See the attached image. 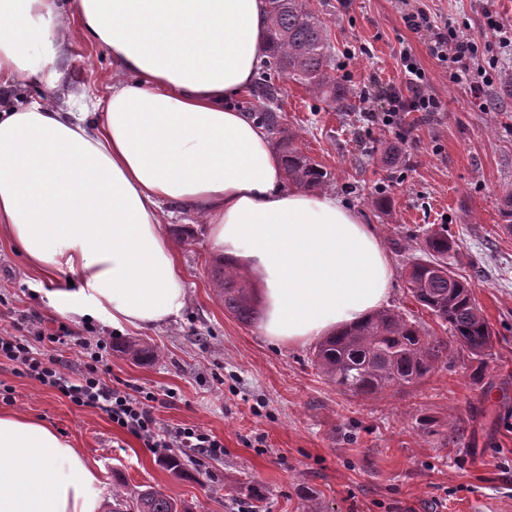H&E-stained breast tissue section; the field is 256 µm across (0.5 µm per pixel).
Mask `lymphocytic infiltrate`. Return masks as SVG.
<instances>
[{"label":"lymphocytic infiltrate","instance_id":"1","mask_svg":"<svg viewBox=\"0 0 512 512\" xmlns=\"http://www.w3.org/2000/svg\"><path fill=\"white\" fill-rule=\"evenodd\" d=\"M407 26L423 35L429 54L444 65H453L463 74L474 96H482L489 84L485 70H471L470 64L478 54L475 38L461 37L449 27H440L431 22L420 9L405 13ZM404 80L400 87L392 89L387 110L377 113L382 125L389 126L402 112H431L437 101L431 93L424 71L418 66L410 51L400 53ZM72 336L66 324L50 326L40 317H32L19 324L17 332L0 333V362L33 377L42 385L57 389L78 406L100 409L120 429L135 435L147 448H196L210 456L223 454L224 444L212 436L191 427L168 428L157 421L149 405V397L133 396L113 387L104 377L101 367L105 340L96 329L77 338L80 354L87 364L77 379H70L54 363L45 360L38 350L39 342L57 343Z\"/></svg>","mask_w":512,"mask_h":512}]
</instances>
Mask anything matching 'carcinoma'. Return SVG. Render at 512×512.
Returning a JSON list of instances; mask_svg holds the SVG:
<instances>
[{"label": "carcinoma", "mask_w": 512, "mask_h": 512, "mask_svg": "<svg viewBox=\"0 0 512 512\" xmlns=\"http://www.w3.org/2000/svg\"><path fill=\"white\" fill-rule=\"evenodd\" d=\"M267 55L251 95V113L275 139L287 179L309 191H322L332 173L293 146L294 136L282 122L277 77L298 81L328 98L341 112L351 109V94L331 71L329 38L322 19L305 0H268ZM452 243L448 230L430 229L415 249L406 273V288L414 301L443 325L469 354L481 356L493 342V331L476 304L472 286L448 267ZM217 295L224 310L243 323L261 318L250 275L233 258L220 256L213 265ZM118 349L135 360L153 352L133 341ZM448 340L430 335L417 321L391 309L373 312L362 320L326 336L314 352L313 364L344 392L371 397L391 386L414 384L445 365ZM135 512H187L178 501L149 487L141 491Z\"/></svg>", "instance_id": "carcinoma-1"}]
</instances>
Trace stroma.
I'll return each instance as SVG.
<instances>
[{"instance_id":"obj_1","label":"stroma","mask_w":512,"mask_h":512,"mask_svg":"<svg viewBox=\"0 0 512 512\" xmlns=\"http://www.w3.org/2000/svg\"><path fill=\"white\" fill-rule=\"evenodd\" d=\"M326 23L337 78L353 108L293 80H279L283 123L294 145L332 172L330 188L380 237L395 269L388 308L416 317L432 335L449 332L409 295L407 245L447 224L448 264L474 287L495 334L489 354L473 357L451 344L448 365L420 382L366 398L339 391L313 366L315 342L273 344L257 324L228 314L211 276L214 255L201 216L164 218L163 231L189 225L175 240L188 305L177 318L146 330L113 332L154 352L137 362L104 351L108 377L131 394L154 395L153 414L171 427H195L224 444L218 457L182 453L183 474L163 464L165 449L144 447L99 409L78 406L57 390L0 364V411L42 420L99 470L102 496L126 502L152 486L188 512H475L496 498L512 512V235L500 233L512 188V94L498 79L512 56L487 41L480 58L493 83L485 101L445 71L423 36L409 30L402 0H306ZM438 23L480 37L486 12L512 26V0H420ZM67 91L87 112L112 77L107 52L71 30ZM409 49L441 104L406 112L380 127L363 116L361 92L374 108L401 85L400 49ZM389 199L380 210L377 194ZM67 274L44 279L0 237V330L38 315L75 332L86 323L67 314ZM259 489L262 499L251 491Z\"/></svg>"}]
</instances>
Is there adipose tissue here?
Instances as JSON below:
<instances>
[{
	"mask_svg": "<svg viewBox=\"0 0 512 512\" xmlns=\"http://www.w3.org/2000/svg\"><path fill=\"white\" fill-rule=\"evenodd\" d=\"M266 0H0V94L65 81L66 36L112 58L91 111L49 97L0 111V233L46 274H77L70 313L112 329L179 317L163 210L201 215L257 284L261 333L297 344L386 303L390 259L332 195L287 186L263 127L230 100L266 57ZM98 472L49 425L0 414V512H100Z\"/></svg>",
	"mask_w": 512,
	"mask_h": 512,
	"instance_id": "adipose-tissue-1",
	"label": "adipose tissue"
}]
</instances>
